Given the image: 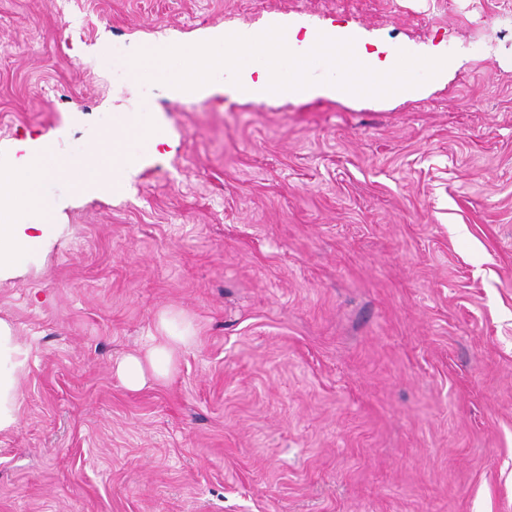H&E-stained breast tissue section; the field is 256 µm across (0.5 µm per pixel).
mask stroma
<instances>
[{"mask_svg": "<svg viewBox=\"0 0 512 512\" xmlns=\"http://www.w3.org/2000/svg\"><path fill=\"white\" fill-rule=\"evenodd\" d=\"M503 0H0V162L46 137L66 232L0 318L27 350L0 512H512V23ZM274 18L463 64L414 97L172 100L105 63ZM149 107L168 140L113 144ZM168 381L113 366L161 311ZM196 341L193 324L182 312H163L155 334L136 353L117 362L116 376L133 391L149 382H164L171 377L180 355Z\"/></svg>", "mask_w": 512, "mask_h": 512, "instance_id": "35a3bbf8", "label": "stroma"}]
</instances>
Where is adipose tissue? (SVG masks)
I'll use <instances>...</instances> for the list:
<instances>
[{
	"mask_svg": "<svg viewBox=\"0 0 512 512\" xmlns=\"http://www.w3.org/2000/svg\"><path fill=\"white\" fill-rule=\"evenodd\" d=\"M17 148L22 152L24 172L0 168V281L25 275L35 257L46 254L63 230L55 222L54 207L39 191L41 184L85 166L81 157L43 166L42 157L49 148L41 138L26 139ZM29 208L41 211L42 222L25 221V211ZM196 341L193 324L183 313H161L154 335L136 353L117 362L116 375L133 391L151 382L166 381L180 355ZM25 360L26 353L11 324L0 319V432L12 430L18 423L17 377Z\"/></svg>",
	"mask_w": 512,
	"mask_h": 512,
	"instance_id": "ef3b65f1",
	"label": "adipose tissue"
}]
</instances>
